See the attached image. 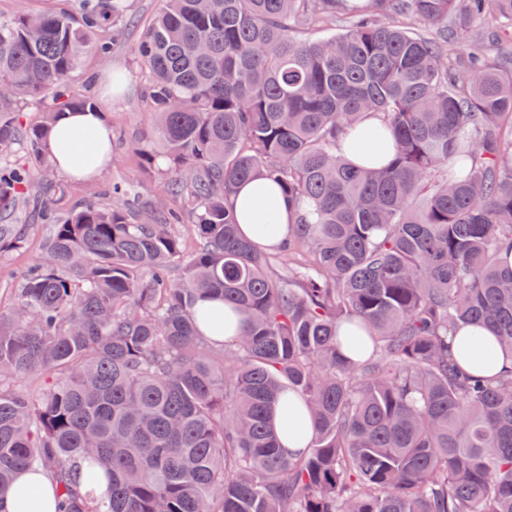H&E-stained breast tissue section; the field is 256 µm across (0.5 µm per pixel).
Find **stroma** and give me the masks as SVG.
Instances as JSON below:
<instances>
[{"label": "stroma", "instance_id": "35a3bbf8", "mask_svg": "<svg viewBox=\"0 0 512 512\" xmlns=\"http://www.w3.org/2000/svg\"><path fill=\"white\" fill-rule=\"evenodd\" d=\"M160 5V0H129L126 27L116 33L107 27L100 33L101 39L113 42L111 56L101 57L91 48L81 59L73 84L89 91L112 129V163L93 180L65 181V193L56 200L59 208L80 202H104L106 190L115 182L137 185L142 200L156 202L161 198L163 177L140 153L145 146L159 155L163 147L156 129V114L144 99L145 69L136 54L143 33ZM115 70L126 76L124 89L117 95L111 94L108 88L110 74ZM48 234L47 227L32 226L20 248L0 254V310L12 307L23 275L42 261Z\"/></svg>", "mask_w": 512, "mask_h": 512}]
</instances>
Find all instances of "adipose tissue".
Wrapping results in <instances>:
<instances>
[{"label":"adipose tissue","instance_id":"obj_1","mask_svg":"<svg viewBox=\"0 0 512 512\" xmlns=\"http://www.w3.org/2000/svg\"><path fill=\"white\" fill-rule=\"evenodd\" d=\"M79 141L84 152L91 157L90 166H82L61 154V141ZM51 160L57 169L72 179H90L99 176L112 162V130L96 109L69 111L60 117L47 142ZM231 203L238 214L241 233L259 249L270 250L279 246L297 222L299 212L288 202L277 187L267 181L241 184ZM478 329L460 328L452 341V349L468 370L492 376L512 369V357L503 355L485 358L476 338Z\"/></svg>","mask_w":512,"mask_h":512}]
</instances>
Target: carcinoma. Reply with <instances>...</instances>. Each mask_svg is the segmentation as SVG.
Returning <instances> with one entry per match:
<instances>
[{"instance_id": "carcinoma-1", "label": "carcinoma", "mask_w": 512, "mask_h": 512, "mask_svg": "<svg viewBox=\"0 0 512 512\" xmlns=\"http://www.w3.org/2000/svg\"><path fill=\"white\" fill-rule=\"evenodd\" d=\"M121 2L0 17V215L25 204L51 227L0 313V493L28 472L54 481L56 512H512V372L469 373L452 351L469 325L512 356V69L475 24L512 30V0H162L138 55L164 192L187 208L139 224L137 187L60 215L62 187L9 159L53 171L57 119L96 106L71 76L100 28L127 23ZM339 7L355 12L343 32L296 38ZM348 128L392 137V156L352 163ZM257 178L303 210L277 273L231 205ZM24 239L0 225V249ZM226 305L245 334L200 335ZM30 375L36 398L10 387ZM277 403L314 422L299 456L279 450ZM22 510H47L38 481Z\"/></svg>"}]
</instances>
